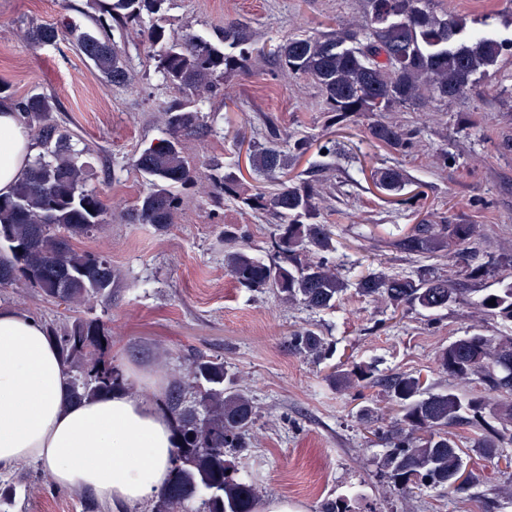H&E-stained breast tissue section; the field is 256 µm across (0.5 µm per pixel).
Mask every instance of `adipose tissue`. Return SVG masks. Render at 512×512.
Here are the masks:
<instances>
[{"label": "adipose tissue", "mask_w": 512, "mask_h": 512, "mask_svg": "<svg viewBox=\"0 0 512 512\" xmlns=\"http://www.w3.org/2000/svg\"><path fill=\"white\" fill-rule=\"evenodd\" d=\"M34 151L18 112L0 104V195L12 191ZM134 378L140 394L65 406L67 372L42 323L0 308V467L40 462L58 485L91 489L114 512H134L167 483L176 441L159 406L161 379Z\"/></svg>", "instance_id": "ef3b65f1"}]
</instances>
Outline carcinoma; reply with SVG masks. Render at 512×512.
Listing matches in <instances>:
<instances>
[{
	"instance_id": "1",
	"label": "carcinoma",
	"mask_w": 512,
	"mask_h": 512,
	"mask_svg": "<svg viewBox=\"0 0 512 512\" xmlns=\"http://www.w3.org/2000/svg\"><path fill=\"white\" fill-rule=\"evenodd\" d=\"M167 0H97L99 16L94 30L71 24L32 26L26 37L37 45L57 43L70 36L75 48L88 58L114 87H126L129 66L114 38V31L149 18L143 31L156 50L157 72L183 100L163 108L167 137L150 144L133 165L146 181L135 207L127 213L133 224H149L157 232L176 223L180 197L175 189L194 188L201 182L183 154L180 136L201 125L203 116L190 98L217 91L218 78L229 71L254 67L245 30L229 24L224 41L239 48L227 56L219 47L190 34L169 33L158 21ZM432 0H368L369 10L360 25L330 33L288 37L270 55L284 72L301 74L318 87L330 125L351 117H368L369 142L404 154L413 147L415 130L391 112L404 107L423 110L458 97L469 89L474 75L496 65L512 49V36L491 30H470L452 16L437 14ZM27 122L38 128L48 154L34 158L11 193L0 196V287L23 282L49 302L74 311L95 303L107 305L117 284L112 262L101 254L81 251L73 239L102 230L112 220L98 193L86 188L84 151L73 148L70 135L50 123L53 98L45 94L15 103ZM250 169L273 183V188L251 193L233 175L207 177L206 194L238 201L242 210L276 226L268 251L277 261L267 264L254 248L231 229H224V267L242 287L271 291L285 303L312 312L331 310L336 300L355 286L372 301L398 310H421L431 316L459 300L464 283L498 275L501 287L483 293L476 302L482 315L512 324V256L499 264L476 262L480 228L476 224L422 222L390 241L396 251L425 262L448 249L466 260L464 279L441 274L426 265L416 275L371 270L351 284L336 260V233L320 221L318 200L324 185L312 180L279 177L292 165L274 125L265 128L263 141L248 155ZM385 195L400 197L409 185L406 172L383 165L372 173ZM495 300V305L488 301ZM57 346L68 374L69 403L110 393L131 391L122 369L112 362V329L99 317L74 315L43 321ZM288 350L314 362L328 346L319 330L303 327L288 337ZM438 372L460 382L478 378L492 392L512 395V334L487 338L471 329L441 349ZM341 391L383 383L397 406L380 437L388 444L382 466L390 472V489L407 495L415 489L450 488L463 475L467 459L451 438V429L469 426L485 432L481 448L487 455L512 444V401L493 403L453 388L436 389L421 377L393 374L380 379L370 367L353 364L331 375ZM164 408L177 424V442L168 484L156 496L152 512H256L258 491L249 475L226 460L250 447L256 417L252 399L224 361L202 353L187 358L178 381L169 390Z\"/></svg>"
}]
</instances>
